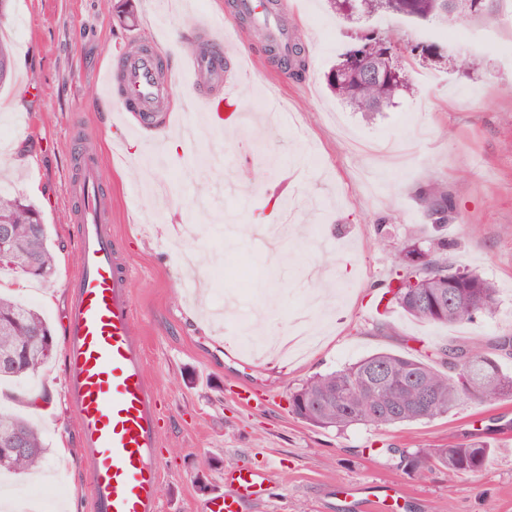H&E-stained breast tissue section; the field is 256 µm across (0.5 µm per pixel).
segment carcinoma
Wrapping results in <instances>:
<instances>
[{
	"label": "carcinoma",
	"mask_w": 512,
	"mask_h": 512,
	"mask_svg": "<svg viewBox=\"0 0 512 512\" xmlns=\"http://www.w3.org/2000/svg\"><path fill=\"white\" fill-rule=\"evenodd\" d=\"M336 16L354 21L375 14H388L413 22L438 21L453 26L468 15L487 10V0L466 15L449 7L450 0H328ZM357 46L345 52L325 73L328 89L354 112H382L411 90L406 65L420 56L443 58L436 44H420L375 31L355 34ZM388 50L399 52L396 71L384 72L378 80L366 81L362 70L349 67L358 55L365 66L383 64ZM293 76L309 66L298 43L284 62ZM10 48L0 41V85L12 72ZM428 216L441 227L453 210L446 187L439 181L425 193ZM0 224L12 227L14 244L0 257V265L46 281L51 278L55 255L47 227L27 198L0 192ZM451 243L441 235L424 240L410 239L394 248L395 279L389 280L388 302L405 315L423 322L460 325L492 312L498 288L479 272L448 263ZM454 290L457 298L440 313L430 301H440ZM53 331L41 314L0 292V382L19 380L46 367L54 356ZM512 353V339L461 343L452 341L439 352V365L418 357L388 351L373 353L340 370L311 377L290 397V409L298 419L318 428L344 430L353 425L387 427L431 420L452 413L460 403L485 404L512 397V374L503 371L498 357ZM15 436L24 451L0 457V471L17 475L40 467L47 448L37 428L23 416L0 410V438ZM494 448L484 442L453 443L427 448L403 456L411 470L424 467L448 472L450 476L482 471Z\"/></svg>",
	"instance_id": "carcinoma-1"
}]
</instances>
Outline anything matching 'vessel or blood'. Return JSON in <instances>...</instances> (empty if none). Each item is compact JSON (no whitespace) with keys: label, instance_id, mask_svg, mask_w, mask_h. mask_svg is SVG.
<instances>
[{"label":"vessel or blood","instance_id":"1","mask_svg":"<svg viewBox=\"0 0 512 512\" xmlns=\"http://www.w3.org/2000/svg\"><path fill=\"white\" fill-rule=\"evenodd\" d=\"M241 12L275 36L280 53L293 40L282 29L268 0H238ZM194 83L211 77L219 97H204L214 125H222L224 107L234 106L237 88L212 54L194 57ZM108 83L115 86L122 114L134 115L140 128H152L164 107L167 85L157 48L120 47ZM70 193L76 201L80 255L77 275L68 283L63 346L64 397L79 426L90 478L94 512H159V462L155 453L160 403L145 373V351L133 326L132 266L112 232V219L97 164L86 157ZM234 492L214 499L211 512H242L246 498L262 492V472L240 469L231 476Z\"/></svg>","mask_w":512,"mask_h":512}]
</instances>
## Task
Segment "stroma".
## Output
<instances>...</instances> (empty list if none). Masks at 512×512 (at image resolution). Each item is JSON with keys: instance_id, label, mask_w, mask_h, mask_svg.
<instances>
[{"instance_id": "stroma-1", "label": "stroma", "mask_w": 512, "mask_h": 512, "mask_svg": "<svg viewBox=\"0 0 512 512\" xmlns=\"http://www.w3.org/2000/svg\"><path fill=\"white\" fill-rule=\"evenodd\" d=\"M286 13L309 58L303 77L282 72L250 25L242 43L260 70L238 81L240 105L253 120L224 135L225 165H188L168 153L163 165L145 160L157 130L130 136L129 162L112 160L119 132L112 125L117 96L97 79L124 41L158 39L175 95L169 108L200 112L182 70L189 41H204L205 19L230 0H10L0 15V40L14 61L0 86V191L20 194L41 212L55 245L50 281L4 269L0 289L35 307L62 338L66 282L79 258L74 248L77 177L72 141L89 139L112 212V231L135 269L134 327L146 348V374L160 395L157 456L160 512H210L212 499L232 492L229 476L265 472L269 493L244 502V512H356L345 488L369 493L398 489L402 512H512V398L465 403L432 421L342 431L311 426L289 410L291 392L323 374L379 351L435 356L449 340L512 336V0H490V11L456 26L454 41L438 38L445 54L469 57V75L447 64L414 60V93L372 115L351 111L327 89L324 74L352 43L355 27L393 29L420 42L428 22L382 15L344 24L324 0H287ZM494 27L499 37L480 46L474 34ZM280 99L282 124L264 120ZM252 177L237 183L239 170ZM442 181L455 202L442 233L451 262L492 280L499 303L490 315L457 326L424 323L381 302L394 264L380 243L433 236L420 193ZM280 188L301 227L275 250L264 248L254 222L271 188ZM350 285L343 306L313 309L322 328L304 355H249L235 322L212 320L226 295L242 302L245 318L287 334L311 294L330 295V283ZM62 352L32 378L0 384L15 401L0 408L28 416L48 448L40 481L11 480L15 512H91L80 438L62 393ZM250 387L251 404L237 398ZM50 391L54 405L30 411L23 394ZM456 442H487L495 453L477 474L448 477L404 468L403 455ZM67 456H59L58 446ZM38 488L41 499L29 496Z\"/></svg>"}]
</instances>
